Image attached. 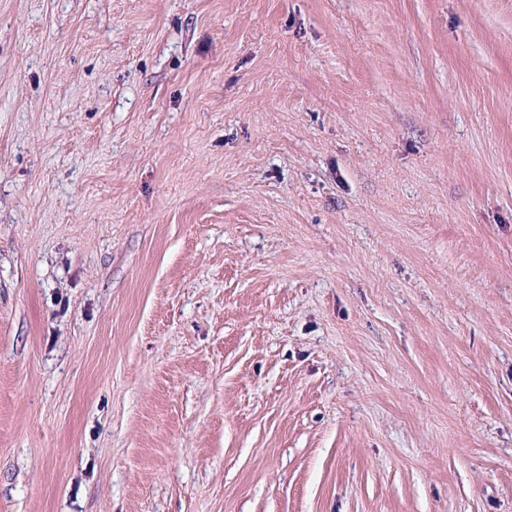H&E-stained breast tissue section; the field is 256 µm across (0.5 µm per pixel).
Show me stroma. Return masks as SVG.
Returning a JSON list of instances; mask_svg holds the SVG:
<instances>
[{
  "label": "stroma",
  "mask_w": 512,
  "mask_h": 512,
  "mask_svg": "<svg viewBox=\"0 0 512 512\" xmlns=\"http://www.w3.org/2000/svg\"><path fill=\"white\" fill-rule=\"evenodd\" d=\"M0 512H512V0H0Z\"/></svg>",
  "instance_id": "obj_1"
}]
</instances>
